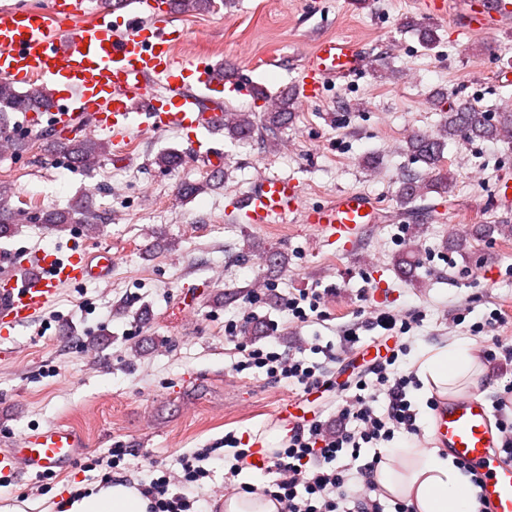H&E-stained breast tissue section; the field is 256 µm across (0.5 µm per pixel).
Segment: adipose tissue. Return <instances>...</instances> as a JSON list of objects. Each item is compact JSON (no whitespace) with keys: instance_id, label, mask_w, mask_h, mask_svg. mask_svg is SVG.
I'll list each match as a JSON object with an SVG mask.
<instances>
[{"instance_id":"1","label":"adipose tissue","mask_w":512,"mask_h":512,"mask_svg":"<svg viewBox=\"0 0 512 512\" xmlns=\"http://www.w3.org/2000/svg\"><path fill=\"white\" fill-rule=\"evenodd\" d=\"M417 376L423 394H457L481 374L474 344L452 341L442 347H421ZM375 479L392 498L413 504L416 512H468V485L453 456L437 448H418L411 441L388 448ZM150 501L137 483L118 477L67 501L65 512H148Z\"/></svg>"}]
</instances>
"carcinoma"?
<instances>
[{"instance_id":"obj_1","label":"carcinoma","mask_w":512,"mask_h":512,"mask_svg":"<svg viewBox=\"0 0 512 512\" xmlns=\"http://www.w3.org/2000/svg\"><path fill=\"white\" fill-rule=\"evenodd\" d=\"M182 13L203 12L216 7L215 0H166ZM292 97L285 94L277 100L267 113L265 131L271 135L292 119L290 108ZM48 107V101L36 88L21 93L13 84L0 78V149L20 153L29 149L27 136L10 126L7 113L26 112L30 109ZM224 129L234 139L250 138L256 132L254 122L248 113H226ZM487 141H501L512 146V111L503 110L491 116L476 106L450 107L447 117L436 135L415 133L407 140V152L417 161L436 171L435 177L419 172L402 175L399 198L404 204L413 203L418 197L436 193L445 197L452 193L454 173L445 168L444 150L448 141L458 137ZM44 151L50 154H64L75 165L85 171L95 169L101 161L111 155V144L94 138L75 135L63 139L52 135L44 139ZM13 192L10 184L0 181V237L10 235L16 226L33 219L42 224H75L85 221L91 205L86 198L79 196L69 208L63 211L44 212L34 218L26 210L11 204Z\"/></svg>"}]
</instances>
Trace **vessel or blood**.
<instances>
[{"mask_svg": "<svg viewBox=\"0 0 512 512\" xmlns=\"http://www.w3.org/2000/svg\"><path fill=\"white\" fill-rule=\"evenodd\" d=\"M460 22L490 33L512 23V0H461ZM129 19L115 26L113 6L93 0H43L36 9L0 7V77L38 84L49 97L46 110L27 113L29 122L63 137L73 136L81 115L94 128L121 135L133 129H224V102L215 90L224 72L204 54L178 55L183 33L157 0H128ZM364 54L352 41L326 38L303 64V96L316 97L326 80L347 78L364 68ZM165 86L166 96L154 89ZM243 223H287L303 215L325 242L351 248L368 225L377 223L376 202L362 192L337 194L319 207H304L297 182L267 176L238 201ZM115 261L109 250L91 252L70 245L59 256L36 251L0 273V325L13 327L39 314L64 285L109 278ZM432 435L440 447L472 467L480 494L492 512H512V465L500 456L501 433L478 393L439 404ZM84 443L71 428L50 427L23 435L21 445L0 453V471L43 474L65 468Z\"/></svg>", "mask_w": 512, "mask_h": 512, "instance_id": "vessel-or-blood-1", "label": "vessel or blood"}]
</instances>
